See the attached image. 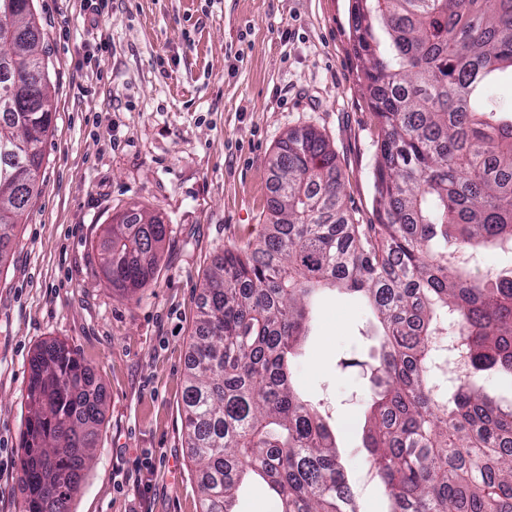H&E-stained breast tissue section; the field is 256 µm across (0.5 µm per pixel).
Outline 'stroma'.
<instances>
[{
  "instance_id": "obj_1",
  "label": "stroma",
  "mask_w": 512,
  "mask_h": 512,
  "mask_svg": "<svg viewBox=\"0 0 512 512\" xmlns=\"http://www.w3.org/2000/svg\"><path fill=\"white\" fill-rule=\"evenodd\" d=\"M350 0H33L51 83L40 193L0 269V512H20L29 361L60 340L105 393L95 457L71 512H199L183 392L212 261L255 239L269 158L313 126L336 151L346 203L374 219L377 121L350 38ZM170 227L155 279L123 298L99 266L113 215ZM375 316L324 294L292 365L339 429L360 512H387L362 448L368 380L339 362L368 351Z\"/></svg>"
}]
</instances>
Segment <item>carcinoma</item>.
I'll return each mask as SVG.
<instances>
[{
	"label": "carcinoma",
	"mask_w": 512,
	"mask_h": 512,
	"mask_svg": "<svg viewBox=\"0 0 512 512\" xmlns=\"http://www.w3.org/2000/svg\"><path fill=\"white\" fill-rule=\"evenodd\" d=\"M352 41L380 128L375 222L353 219L336 151L307 126L271 158L269 217L254 244L215 258L200 294L184 393L185 442L198 471L199 512H235L250 476L277 512H359L321 403L295 387L290 359L314 300L339 290L378 322L363 448L388 512H512V403L477 383L512 376V268L471 272L467 256L512 251V104L491 96L512 64V0H352ZM0 97L10 60L42 63L32 0H0ZM50 112L0 111V266L38 195ZM167 225L130 209L105 228L100 268L122 297L149 287ZM458 326L463 384L435 350ZM22 434L21 512H71L97 446L105 396L67 343H42L29 362Z\"/></svg>",
	"instance_id": "1"
}]
</instances>
